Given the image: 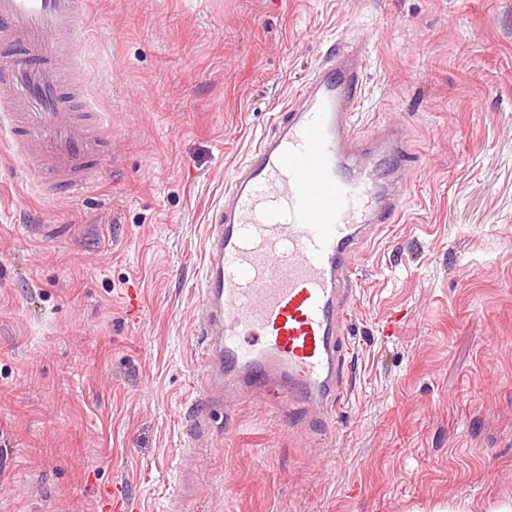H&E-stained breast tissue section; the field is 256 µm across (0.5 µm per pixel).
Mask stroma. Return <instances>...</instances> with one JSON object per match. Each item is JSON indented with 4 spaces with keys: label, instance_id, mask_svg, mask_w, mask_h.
Instances as JSON below:
<instances>
[{
    "label": "stroma",
    "instance_id": "1",
    "mask_svg": "<svg viewBox=\"0 0 512 512\" xmlns=\"http://www.w3.org/2000/svg\"><path fill=\"white\" fill-rule=\"evenodd\" d=\"M94 188L45 199L0 140V512H470L512 500V0H92ZM357 130L403 123L400 223L354 275L332 425L261 396L185 439L206 226L338 39ZM398 336L383 335L391 315Z\"/></svg>",
    "mask_w": 512,
    "mask_h": 512
}]
</instances>
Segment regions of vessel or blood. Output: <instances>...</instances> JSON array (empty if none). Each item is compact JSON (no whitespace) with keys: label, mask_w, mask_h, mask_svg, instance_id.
<instances>
[{"label":"vessel or blood","mask_w":512,"mask_h":512,"mask_svg":"<svg viewBox=\"0 0 512 512\" xmlns=\"http://www.w3.org/2000/svg\"><path fill=\"white\" fill-rule=\"evenodd\" d=\"M89 0H0V131L35 191L83 193L110 159V123L88 92L75 35ZM364 48L343 43L252 148L207 228L203 353L214 369L191 405L188 439L214 436L225 372L235 406L269 390L291 406L338 408L354 272L376 228L411 193L404 127L356 131Z\"/></svg>","instance_id":"obj_1"}]
</instances>
